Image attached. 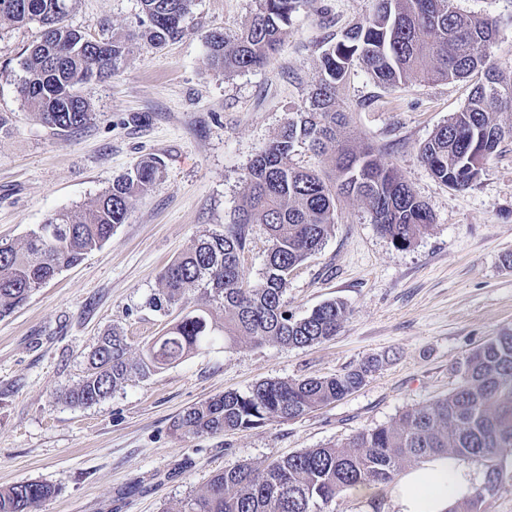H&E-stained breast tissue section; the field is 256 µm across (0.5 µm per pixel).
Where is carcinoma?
I'll use <instances>...</instances> for the list:
<instances>
[{
    "label": "carcinoma",
    "mask_w": 512,
    "mask_h": 512,
    "mask_svg": "<svg viewBox=\"0 0 512 512\" xmlns=\"http://www.w3.org/2000/svg\"><path fill=\"white\" fill-rule=\"evenodd\" d=\"M307 0H258L251 20L232 35L210 32L206 46L219 76L265 65ZM138 28L96 40L66 24L67 0H0V19L42 28L21 61V101L57 135L90 120L83 87L119 71L130 45L143 39L162 48L188 27L194 0H140ZM497 32L490 18L464 14L454 0H376L374 12L348 29L320 60L309 104L255 155L243 177L234 222L199 239L160 272L148 305L162 310L199 292L197 308L154 338L137 359L126 337L98 339L86 375L65 394L75 406H91L130 376L147 378L217 341L243 337L255 345L307 347L336 335L347 315L341 302H326L305 317L289 313L284 295L293 270L318 252L336 224L342 196H356L371 222L398 247H408L432 224L433 215L396 167L370 147L352 144L347 114L337 108L339 87L355 64L384 86L414 80L469 79L473 89L421 147L432 175L453 190L469 188L498 147L512 140V126L497 114L512 111V80L490 52ZM331 160L334 179L292 162L298 145ZM155 158L112 181L95 204L58 211L20 246L0 245V319L37 288L102 247L125 223L130 203L161 177ZM260 224L269 248L262 277L243 274L250 225ZM224 310V322L216 318ZM378 366L371 360L332 377L267 380L246 392L226 391L186 408L172 423L179 436L246 430L299 418L358 389ZM463 382L436 401L406 410L394 423L361 430L344 444L306 448L261 467L239 465L215 474L185 500L180 512H331L344 490L389 484L402 468L451 454L484 467L483 482L450 512H479L499 487L497 458L512 448V329L505 328L459 363ZM56 493L32 480L0 488V512H35Z\"/></svg>",
    "instance_id": "carcinoma-1"
}]
</instances>
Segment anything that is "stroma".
Returning a JSON list of instances; mask_svg holds the SVG:
<instances>
[{
  "mask_svg": "<svg viewBox=\"0 0 512 512\" xmlns=\"http://www.w3.org/2000/svg\"><path fill=\"white\" fill-rule=\"evenodd\" d=\"M258 0H195L183 35L156 50L134 41L126 66L86 86L92 120L59 136L17 92L35 26L0 21V244L20 245L45 218L94 204L112 180L157 157L164 173L133 200L102 248L62 272L0 319V488L49 483L36 512H178L218 472L254 467L304 448L348 441L388 425L461 382L468 352L512 328V140L473 185L449 189L420 149L466 104L468 80L386 87L361 67L338 97L355 145L380 150L432 210L427 233L397 248L365 204L342 198L332 235L292 273L294 317L327 301L348 314L336 336L294 348L246 341L189 355L135 378L89 407L64 402L98 336H127L131 357L185 313L147 306L162 268L201 235L223 232L241 201L252 159L307 102L322 53L372 14L374 0H314L300 7L263 67L224 78L211 70L204 37L239 30ZM463 13L496 20L491 48L512 75V0H455ZM139 0H68V24L92 36L131 30ZM371 357L379 368L356 391L300 418L215 436L173 435L185 408L270 379L330 377ZM334 512H397L388 484L342 492Z\"/></svg>",
  "mask_w": 512,
  "mask_h": 512,
  "instance_id": "stroma-1",
  "label": "stroma"
}]
</instances>
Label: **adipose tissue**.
Here are the masks:
<instances>
[{"instance_id": "obj_1", "label": "adipose tissue", "mask_w": 512, "mask_h": 512, "mask_svg": "<svg viewBox=\"0 0 512 512\" xmlns=\"http://www.w3.org/2000/svg\"><path fill=\"white\" fill-rule=\"evenodd\" d=\"M475 482L471 469L450 457H433L404 472L394 489L398 512H447Z\"/></svg>"}]
</instances>
